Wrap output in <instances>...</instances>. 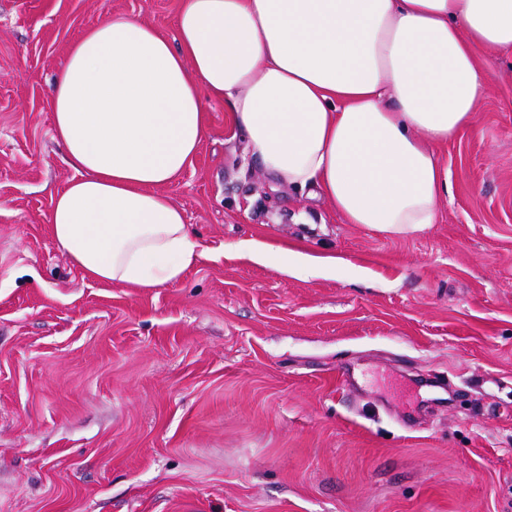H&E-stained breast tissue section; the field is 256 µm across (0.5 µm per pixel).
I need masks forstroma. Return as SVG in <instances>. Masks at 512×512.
<instances>
[{
    "label": "stroma",
    "mask_w": 512,
    "mask_h": 512,
    "mask_svg": "<svg viewBox=\"0 0 512 512\" xmlns=\"http://www.w3.org/2000/svg\"><path fill=\"white\" fill-rule=\"evenodd\" d=\"M181 0H0V512H512V50L477 132L437 147L423 232L278 186L203 97L164 193L206 250L153 288L84 275L51 233L76 178L50 87L119 13ZM267 242L259 264L237 252ZM302 247L329 269L285 276Z\"/></svg>",
    "instance_id": "stroma-1"
}]
</instances>
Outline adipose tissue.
I'll return each mask as SVG.
<instances>
[{"label":"adipose tissue","mask_w":512,"mask_h":512,"mask_svg":"<svg viewBox=\"0 0 512 512\" xmlns=\"http://www.w3.org/2000/svg\"><path fill=\"white\" fill-rule=\"evenodd\" d=\"M177 36L122 14L69 49L50 93L78 176L51 229L92 280L153 288L204 253L161 188L204 137L201 96L277 184L392 236L437 221L436 146L476 129L512 0H182Z\"/></svg>","instance_id":"ef3b65f1"}]
</instances>
